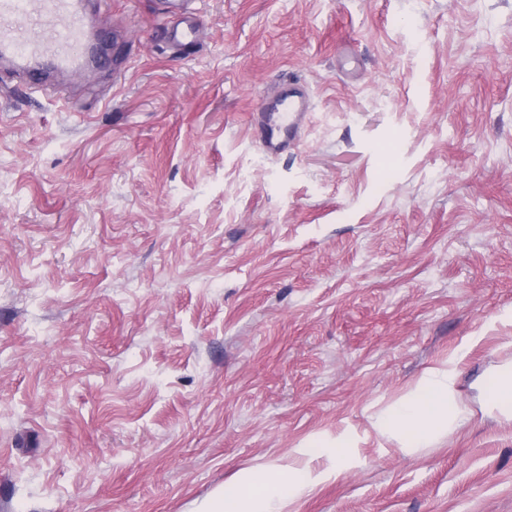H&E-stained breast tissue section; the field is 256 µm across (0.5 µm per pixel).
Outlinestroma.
Wrapping results in <instances>:
<instances>
[{
	"label": "stroma",
	"instance_id": "obj_1",
	"mask_svg": "<svg viewBox=\"0 0 512 512\" xmlns=\"http://www.w3.org/2000/svg\"><path fill=\"white\" fill-rule=\"evenodd\" d=\"M161 2L97 4L122 75L0 68V512H193L341 455L285 512H512V0H188L178 55ZM446 369L463 421L374 428ZM308 109V100L288 84L281 97L267 108L259 107L257 139L266 156H277L288 149L297 136ZM495 401L512 416V365L505 367L500 374Z\"/></svg>",
	"mask_w": 512,
	"mask_h": 512
}]
</instances>
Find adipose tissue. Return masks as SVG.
Returning a JSON list of instances; mask_svg holds the SVG:
<instances>
[{
    "instance_id": "obj_1",
    "label": "adipose tissue",
    "mask_w": 512,
    "mask_h": 512,
    "mask_svg": "<svg viewBox=\"0 0 512 512\" xmlns=\"http://www.w3.org/2000/svg\"><path fill=\"white\" fill-rule=\"evenodd\" d=\"M451 380L448 371L426 379L399 408L378 422V430L401 428L406 431L410 446L428 444L438 432L461 418L451 397ZM339 475V470L333 468L319 472L253 468L243 474L252 494L219 490L200 502L194 512H283L290 498L312 493L321 483Z\"/></svg>"
}]
</instances>
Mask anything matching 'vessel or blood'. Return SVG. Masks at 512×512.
<instances>
[{"label":"vessel or blood","instance_id":"vessel-or-blood-1","mask_svg":"<svg viewBox=\"0 0 512 512\" xmlns=\"http://www.w3.org/2000/svg\"><path fill=\"white\" fill-rule=\"evenodd\" d=\"M94 49L87 0H0V60L27 71L45 60L79 71L92 63ZM307 109V99L290 87L260 110L256 134L265 155L287 150Z\"/></svg>","mask_w":512,"mask_h":512}]
</instances>
